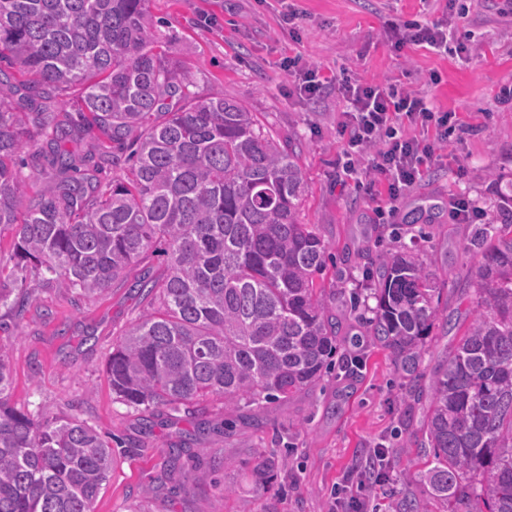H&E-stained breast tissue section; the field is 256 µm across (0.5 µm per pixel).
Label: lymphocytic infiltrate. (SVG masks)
Instances as JSON below:
<instances>
[{
	"mask_svg": "<svg viewBox=\"0 0 512 512\" xmlns=\"http://www.w3.org/2000/svg\"><path fill=\"white\" fill-rule=\"evenodd\" d=\"M387 34L395 51L422 46L440 54L469 53L465 41L453 38L448 18L423 23L414 19L389 22ZM335 87L347 107L338 123L344 137L340 154L346 174L364 173L370 184L383 186L396 202L436 160V145L447 143L455 113L441 112L418 93L378 82H362L348 73L321 76L315 69L302 78V92L314 96Z\"/></svg>",
	"mask_w": 512,
	"mask_h": 512,
	"instance_id": "1",
	"label": "lymphocytic infiltrate"
}]
</instances>
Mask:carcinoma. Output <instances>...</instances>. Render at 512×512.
Instances as JSON below:
<instances>
[{
    "label": "carcinoma",
    "mask_w": 512,
    "mask_h": 512,
    "mask_svg": "<svg viewBox=\"0 0 512 512\" xmlns=\"http://www.w3.org/2000/svg\"><path fill=\"white\" fill-rule=\"evenodd\" d=\"M149 0H0V64L28 76L24 111L0 94V233H14L0 309L19 318L40 288L90 298L150 252L158 277L135 281L147 309L105 365L116 400L154 417L258 413L315 386L345 344L331 294L317 282L326 244L300 220L299 146L268 135L241 103L196 90L193 73L156 40ZM78 87L77 111L112 141L85 153L84 128L52 109ZM178 97L172 110L165 101ZM49 179L25 199L21 168ZM123 168L103 187L97 174ZM470 248L476 308L452 356L434 371L423 417L429 467L419 483L445 512H512V235L478 224ZM371 340L420 379L422 348L443 313L419 258L384 252ZM0 353V512H94L109 479L112 436L66 414L11 403ZM200 418L168 435L161 482L185 495Z\"/></svg>",
    "instance_id": "obj_1"
}]
</instances>
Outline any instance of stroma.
<instances>
[{
  "label": "stroma",
  "mask_w": 512,
  "mask_h": 512,
  "mask_svg": "<svg viewBox=\"0 0 512 512\" xmlns=\"http://www.w3.org/2000/svg\"><path fill=\"white\" fill-rule=\"evenodd\" d=\"M447 2L149 0L157 34L192 71L201 92L236 100L275 137L301 142L306 191L300 217L328 246L324 285L341 278L355 288L368 255L414 252L437 276L445 318L422 357V393L411 420H403L398 408L409 380L390 351L372 343L359 315H350L343 332L346 351L362 360L356 377L344 378L330 364L313 388L268 405L251 424L225 416L222 401L200 403L216 430L192 463L193 494L175 489L151 495L149 481L161 469L169 433L189 428L191 418L162 409L144 429L139 413L113 399L104 365L144 309L131 282L151 273L158 258L132 266L125 284L95 297L37 290L21 318L0 317L12 403L35 414H69L100 432L141 442L115 456L96 512H336L337 488L368 473L376 448L385 449L388 462L385 482L370 494L376 512H402L409 496L423 512H442L417 477L429 459L423 416L429 379L472 318V273L479 261L469 246L473 227L453 221L448 199L468 196L486 210L487 221L499 224L503 215L492 180H512V102L500 100L501 88L512 84V16L500 15L497 0H457L465 12L454 16L453 31L473 46L468 57L417 47L400 54L387 36L388 21L437 20ZM291 9L303 16L294 26L283 20ZM291 57L329 77L344 69L366 82L413 86L434 107L462 120L448 134V157L432 164L397 202L394 217L380 218L386 198H374L356 176L338 169L337 123L346 104L331 90L318 97L301 93L284 68ZM433 71L440 83L428 82ZM270 458L274 468L258 479L256 469Z\"/></svg>",
  "instance_id": "obj_1"
}]
</instances>
